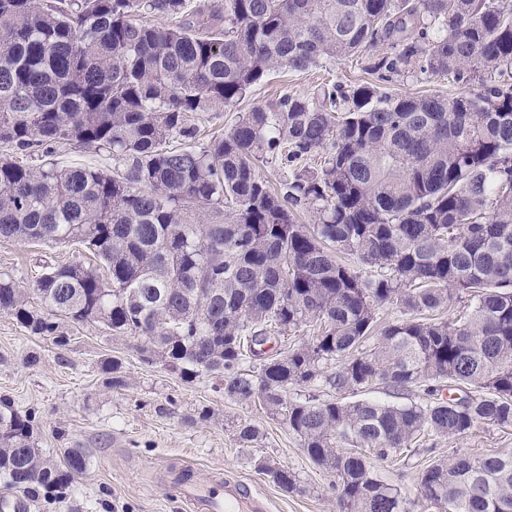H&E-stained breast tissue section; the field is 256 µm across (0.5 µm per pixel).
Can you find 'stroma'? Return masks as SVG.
I'll return each mask as SVG.
<instances>
[{
  "label": "stroma",
  "instance_id": "1",
  "mask_svg": "<svg viewBox=\"0 0 512 512\" xmlns=\"http://www.w3.org/2000/svg\"><path fill=\"white\" fill-rule=\"evenodd\" d=\"M367 58L336 62L331 70L278 71L237 107L201 114L206 134L229 129L239 113L274 102L286 93H309L331 78L346 85L366 80ZM74 245L0 242V272L30 289L41 259L65 263L78 258ZM66 346L49 337L32 336L13 318L0 314V397L33 420L34 438L43 454L61 459L77 445L90 457L87 470L73 482L71 498L79 512H189L172 491L183 469L197 479L243 482L265 495L270 512H338L332 479L304 454L286 425L254 404L225 400L210 377L185 380L163 363H144L136 340L116 338L102 324L66 326ZM37 365H27L30 354ZM122 364L123 388H112L103 366ZM209 410L200 419L201 410ZM265 433L261 447L242 448L233 438L240 422ZM512 452V428L481 425L466 437L427 436L413 453L392 461H374L375 473L415 497L425 460L453 452ZM270 459L298 473L303 492L288 493L257 471L255 462Z\"/></svg>",
  "mask_w": 512,
  "mask_h": 512
}]
</instances>
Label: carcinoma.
Returning <instances> with one entry per match:
<instances>
[{
  "label": "carcinoma",
  "mask_w": 512,
  "mask_h": 512,
  "mask_svg": "<svg viewBox=\"0 0 512 512\" xmlns=\"http://www.w3.org/2000/svg\"><path fill=\"white\" fill-rule=\"evenodd\" d=\"M386 41L375 82L286 93L199 142L191 114ZM404 73L463 91L381 87ZM0 143V241L89 255L43 266L37 308L0 273V313L25 332L62 347L60 322L100 323L140 339L144 362L259 403L345 512H512V454L436 459L411 500L358 452L512 427V0H0ZM64 146L112 169L63 166ZM34 152L37 167L12 159ZM313 154L320 166L302 165ZM272 163L290 172L278 189L260 174ZM455 299L466 317L437 316ZM386 305L401 318L380 329ZM309 323L288 351L265 349ZM375 385L421 396L344 398ZM235 437L255 448L264 431ZM87 466L82 448L44 456L0 397V480L18 499L69 490ZM257 469L302 490L288 468Z\"/></svg>",
  "instance_id": "cac0c4a2"
}]
</instances>
